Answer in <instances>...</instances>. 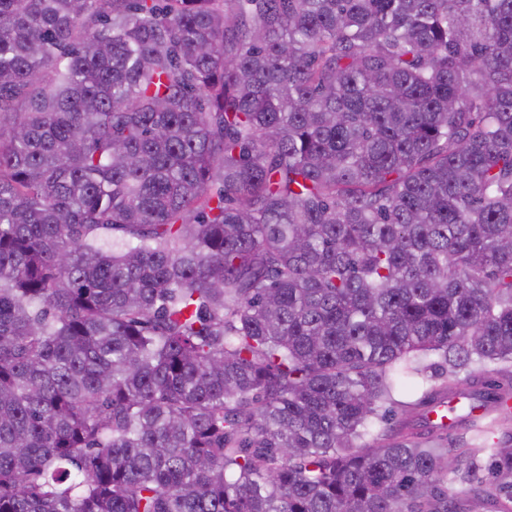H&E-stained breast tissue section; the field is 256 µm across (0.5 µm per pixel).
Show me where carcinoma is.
Returning <instances> with one entry per match:
<instances>
[{"mask_svg":"<svg viewBox=\"0 0 512 512\" xmlns=\"http://www.w3.org/2000/svg\"><path fill=\"white\" fill-rule=\"evenodd\" d=\"M120 236H115V233ZM512 0H0V512H512ZM428 377L426 379L418 378L410 382L407 387L400 388L394 395L396 403L394 404V410H396L399 416L405 414V410L421 413L426 411V394L432 389V387L439 386L443 382L448 381V373L436 377Z\"/></svg>","mask_w":512,"mask_h":512,"instance_id":"cac0c4a2","label":"carcinoma"}]
</instances>
